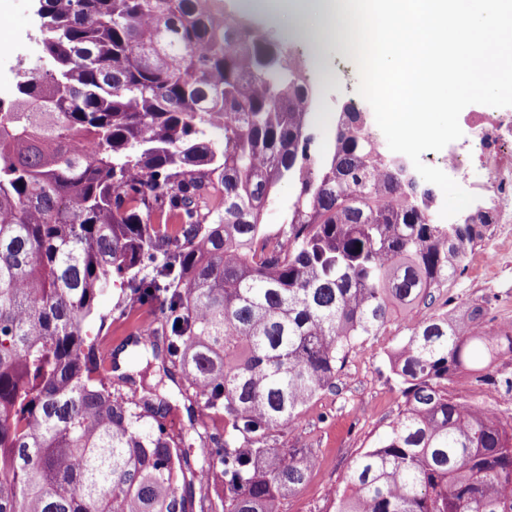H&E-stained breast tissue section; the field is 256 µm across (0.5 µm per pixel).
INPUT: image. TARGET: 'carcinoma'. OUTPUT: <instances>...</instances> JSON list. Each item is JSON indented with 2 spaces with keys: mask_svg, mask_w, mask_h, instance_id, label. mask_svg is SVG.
Masks as SVG:
<instances>
[{
  "mask_svg": "<svg viewBox=\"0 0 512 512\" xmlns=\"http://www.w3.org/2000/svg\"><path fill=\"white\" fill-rule=\"evenodd\" d=\"M45 59L0 100V512H280L316 458L266 447L354 345L410 318L389 362L403 408L351 462L334 512H512V415L452 393L499 376L512 332L478 307L415 318L463 269L486 217L435 224L349 105L326 147L313 89L223 0H38ZM82 137L96 148L80 153ZM295 196L279 245L262 213ZM160 327L135 340L224 413L193 469L152 404L100 373L85 323L115 280ZM295 193V187L288 183L282 182L272 195L271 201L266 206L262 223L268 224L270 229H275L279 224L282 223L283 216L288 210V205L290 204Z\"/></svg>",
  "mask_w": 512,
  "mask_h": 512,
  "instance_id": "1",
  "label": "carcinoma"
}]
</instances>
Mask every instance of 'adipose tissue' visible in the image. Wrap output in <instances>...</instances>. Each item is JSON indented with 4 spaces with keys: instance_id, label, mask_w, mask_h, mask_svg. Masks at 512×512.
I'll return each mask as SVG.
<instances>
[{
    "instance_id": "adipose-tissue-1",
    "label": "adipose tissue",
    "mask_w": 512,
    "mask_h": 512,
    "mask_svg": "<svg viewBox=\"0 0 512 512\" xmlns=\"http://www.w3.org/2000/svg\"><path fill=\"white\" fill-rule=\"evenodd\" d=\"M244 9L288 20L291 33L308 36L316 51H350L367 42L394 53L401 74L380 91L385 117L406 140L439 132L448 112V87L481 82L504 51L496 37L512 0H241ZM485 18L484 30L470 18Z\"/></svg>"
}]
</instances>
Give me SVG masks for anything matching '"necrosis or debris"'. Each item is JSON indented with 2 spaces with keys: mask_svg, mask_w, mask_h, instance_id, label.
<instances>
[{
  "mask_svg": "<svg viewBox=\"0 0 512 512\" xmlns=\"http://www.w3.org/2000/svg\"><path fill=\"white\" fill-rule=\"evenodd\" d=\"M456 121L468 134L448 144V184L465 190L473 211L491 212L500 227L495 252L474 277L475 287L484 288L512 267V113L488 105ZM476 169L484 174L477 184L470 179Z\"/></svg>",
  "mask_w": 512,
  "mask_h": 512,
  "instance_id": "obj_1",
  "label": "necrosis or debris"
}]
</instances>
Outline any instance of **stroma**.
<instances>
[{
	"mask_svg": "<svg viewBox=\"0 0 512 512\" xmlns=\"http://www.w3.org/2000/svg\"><path fill=\"white\" fill-rule=\"evenodd\" d=\"M253 26L267 32L287 50L290 57L310 65L309 83L316 94V109L324 115L325 126L317 129L319 142H326L331 131L329 121L347 103L356 104L375 128L381 150L388 156L405 158L415 179L431 188L436 203L434 213L440 223L448 221V189L446 147L449 139L462 137V125H449L435 140L418 145L404 144L395 130L383 118V105L370 82L374 73H387L394 62L379 60L377 71L371 72L356 57L326 47L320 68H313V50L309 39L293 36L266 18L253 14ZM27 35L21 64L43 58V45L31 0H0V49L7 47L16 32ZM459 112H479L485 105L512 111V66L502 65L493 70L477 87L464 88L454 95ZM122 293L121 283H114L109 294L102 297L99 307L106 321H91L88 335L101 344L116 388L138 398H149L162 405L165 423L179 446L189 451L192 461H200L203 449L199 434L223 431L224 417L207 411H190L185 390L175 385L162 368H153L149 377L131 384L123 374H137L140 366L132 361L118 363L117 355L130 345L139 333L142 322L153 320L148 308L129 307L126 316L113 315L111 309ZM403 324L394 322L381 335L356 344L348 354L337 378L336 388L315 397L292 428H277L270 432L267 445L271 448H306L313 452L321 467L310 480L281 505V512H330L335 492L344 487L345 477L353 458L373 447L397 415L402 398L399 383L392 373L388 354L406 336Z\"/></svg>",
	"mask_w": 512,
	"mask_h": 512,
	"instance_id": "35a3bbf8",
	"label": "stroma"
}]
</instances>
